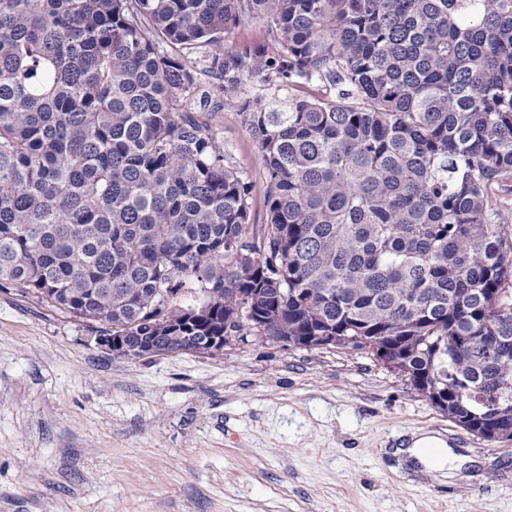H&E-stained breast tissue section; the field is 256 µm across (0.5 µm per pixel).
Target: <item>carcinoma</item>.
<instances>
[{
	"label": "carcinoma",
	"mask_w": 512,
	"mask_h": 512,
	"mask_svg": "<svg viewBox=\"0 0 512 512\" xmlns=\"http://www.w3.org/2000/svg\"><path fill=\"white\" fill-rule=\"evenodd\" d=\"M244 17L273 43L221 48ZM267 172L187 108L190 54ZM512 0H0V286L152 356L199 337L385 349L458 426L512 438ZM194 286L196 320L175 305ZM210 46H201L196 52H194L190 57L192 60V65L196 67L199 72V78L201 82V86L204 87V90L209 91L213 98H217V96L222 97V93L219 92V81L210 77L207 72L208 58L211 54ZM263 88L259 79L252 78L244 88V94L225 101L223 110L214 112L208 117L212 132L217 142L224 147V153L230 165L248 176L254 185L253 196L249 201L248 224L250 227L253 224L266 223V171L261 162L259 150L242 123L239 103L241 97L263 92L261 91Z\"/></svg>",
	"instance_id": "cac0c4a2"
}]
</instances>
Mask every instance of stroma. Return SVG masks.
Instances as JSON below:
<instances>
[{"label": "stroma", "instance_id": "35a3bbf8", "mask_svg": "<svg viewBox=\"0 0 512 512\" xmlns=\"http://www.w3.org/2000/svg\"><path fill=\"white\" fill-rule=\"evenodd\" d=\"M208 122L254 186L238 99ZM411 433L473 456L436 480L394 455ZM0 512H512V439L450 421L370 355L256 337L131 359L88 322L0 289Z\"/></svg>", "mask_w": 512, "mask_h": 512}]
</instances>
